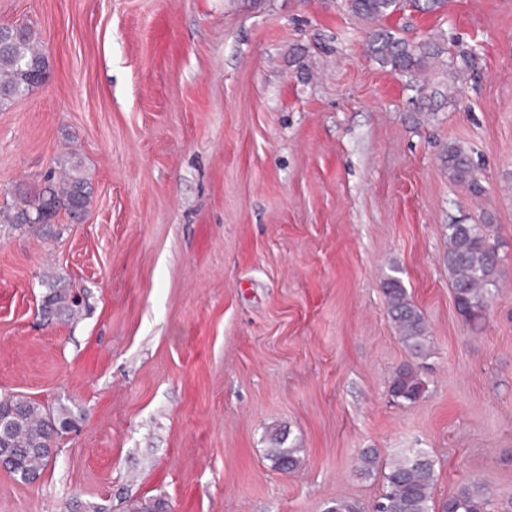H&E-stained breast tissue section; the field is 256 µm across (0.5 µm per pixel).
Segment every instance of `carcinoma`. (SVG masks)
Segmentation results:
<instances>
[{"label": "carcinoma", "mask_w": 512, "mask_h": 512, "mask_svg": "<svg viewBox=\"0 0 512 512\" xmlns=\"http://www.w3.org/2000/svg\"><path fill=\"white\" fill-rule=\"evenodd\" d=\"M447 0H349L352 12L370 20L381 19L400 11L423 13L439 12ZM369 57L383 67L416 79L429 63L448 54L451 80L448 94L477 74L478 57L455 39L448 47L426 38L411 42L395 31L378 28L366 40ZM48 57L29 27L9 44L0 46V106L32 91L41 82L47 70ZM442 163L448 169V178L463 185L468 192L480 197L485 187L475 168L471 155L459 145L446 148ZM90 191L81 162L70 160L58 173L49 174L44 186L33 197L20 199V206L0 210V219L7 224L21 223L25 209L37 211L39 227L56 223L60 213L71 220L88 212ZM448 275L454 290L458 315L470 327L478 329L487 319L491 301L498 290L503 270L496 247L478 224L448 225ZM382 291L388 313L399 333L411 360L395 371L389 391L403 403L417 402L425 384L414 358L425 356L428 331L421 311L415 306L395 275L386 277ZM78 299L69 288H52L42 301L46 313L69 314L77 307ZM73 423L71 411L64 405L47 409L39 401L21 395L0 396V448L9 454L0 459V467L24 484L37 481L53 461L51 449L58 438ZM289 432L274 429L267 433L270 444L268 459L272 466L284 473L297 469L302 463L301 449L287 445ZM383 471V492L377 512H435L432 497L436 481L435 459L425 448H413L406 454L383 465L372 448L362 451L356 473L371 476ZM492 503L487 489L471 482L460 486L443 502L441 512H490Z\"/></svg>", "instance_id": "obj_1"}]
</instances>
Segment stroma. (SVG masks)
<instances>
[{"label": "stroma", "mask_w": 512, "mask_h": 512, "mask_svg": "<svg viewBox=\"0 0 512 512\" xmlns=\"http://www.w3.org/2000/svg\"><path fill=\"white\" fill-rule=\"evenodd\" d=\"M48 50L46 81L0 108V206L59 162L91 184L83 222L0 223V394L76 423L32 484L0 469V512H373L363 449L436 460L435 503L482 483L512 503V0H448L383 27L479 45L407 79L364 54L348 0H0ZM466 148L485 193L453 184ZM505 270L485 324L456 312L450 224H480ZM429 327L416 403L388 386L409 355L388 315L391 268ZM62 280L73 316L40 305ZM302 450L272 468L265 439ZM448 67L451 80L448 83V97L457 90L459 84L475 78L478 69V57L469 48L464 47L456 39H448ZM289 432L286 428L274 429L267 433V440L271 446L267 454L272 466L284 473L296 470L302 463L301 448L286 446Z\"/></svg>", "instance_id": "1"}]
</instances>
